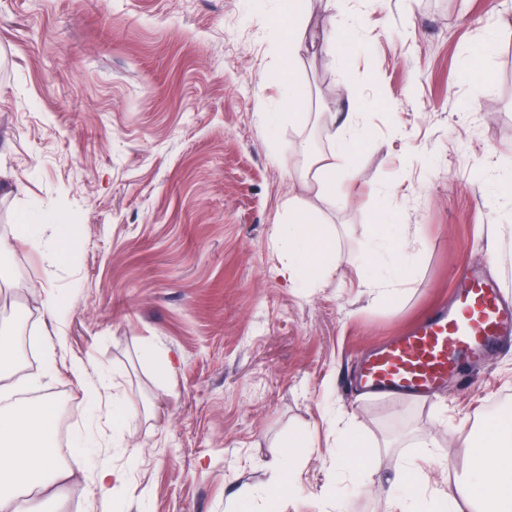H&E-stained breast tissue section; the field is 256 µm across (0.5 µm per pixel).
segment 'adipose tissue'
<instances>
[{
    "instance_id": "adipose-tissue-1",
    "label": "adipose tissue",
    "mask_w": 512,
    "mask_h": 512,
    "mask_svg": "<svg viewBox=\"0 0 512 512\" xmlns=\"http://www.w3.org/2000/svg\"><path fill=\"white\" fill-rule=\"evenodd\" d=\"M316 50L327 64L340 53L332 31H308L296 26L282 41V66H292L302 50ZM358 133L356 113H348L332 130L328 153L314 162L310 186L317 197L335 198L351 165L348 145ZM288 271L317 280L333 268V250L324 232L307 214L290 210L288 217ZM56 405L42 399L28 405L0 408V512H43L41 497L71 471L61 462L56 446ZM473 464L459 496H440L430 505L437 512H512V423L495 424L487 439L471 450ZM83 476L90 502L106 500L122 479L100 452L84 453Z\"/></svg>"
}]
</instances>
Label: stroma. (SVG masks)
I'll return each mask as SVG.
<instances>
[{"label": "stroma", "instance_id": "stroma-1", "mask_svg": "<svg viewBox=\"0 0 512 512\" xmlns=\"http://www.w3.org/2000/svg\"><path fill=\"white\" fill-rule=\"evenodd\" d=\"M311 27L354 41L328 65L304 51L288 78L277 47L284 0H0V333H26L21 390L58 406L72 470L66 512L89 497L77 438L95 430L123 479L96 512H387L401 458L419 490L452 492L468 450L512 415V347L429 399L361 395L360 354L447 300L475 265L512 295V257L489 264L512 225V12L495 0H313ZM360 114L349 196L307 188L329 149L328 116ZM331 235L336 269L317 286L282 275L289 207ZM41 239L23 242V224ZM76 226L59 244L55 227ZM404 234L405 290L380 297L374 241ZM66 346L46 369L55 325ZM168 353L159 376L145 348ZM105 370L133 415L92 408L70 370ZM367 446L333 463L337 433ZM309 445L291 449L299 433Z\"/></svg>", "mask_w": 512, "mask_h": 512}]
</instances>
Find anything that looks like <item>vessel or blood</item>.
Returning a JSON list of instances; mask_svg holds the SVG:
<instances>
[{
	"mask_svg": "<svg viewBox=\"0 0 512 512\" xmlns=\"http://www.w3.org/2000/svg\"><path fill=\"white\" fill-rule=\"evenodd\" d=\"M448 306L425 310L401 336L370 353L360 379L372 392L428 396L457 370L512 335V302L470 268L458 271Z\"/></svg>",
	"mask_w": 512,
	"mask_h": 512,
	"instance_id": "vessel-or-blood-1",
	"label": "vessel or blood"
}]
</instances>
